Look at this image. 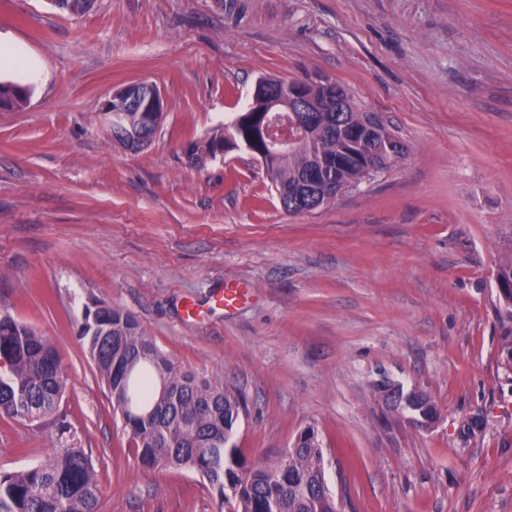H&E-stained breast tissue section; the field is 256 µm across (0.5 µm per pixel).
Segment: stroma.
Wrapping results in <instances>:
<instances>
[{"label": "stroma", "instance_id": "1", "mask_svg": "<svg viewBox=\"0 0 512 512\" xmlns=\"http://www.w3.org/2000/svg\"><path fill=\"white\" fill-rule=\"evenodd\" d=\"M0 44L19 57L0 81L31 89L0 111V316L49 337L68 377L42 424L0 418V472L82 448L101 512H217L194 470L140 465L79 338L96 298L242 398L244 460H275L313 427L345 512H512V320L495 295L512 224V0H93L74 14L0 0ZM314 73L381 114L405 159L295 215L247 151L186 164L260 77ZM138 81L166 109L129 154L100 107ZM228 281L251 291L226 310L212 297ZM383 376L428 395L438 421L389 409Z\"/></svg>", "mask_w": 512, "mask_h": 512}]
</instances>
